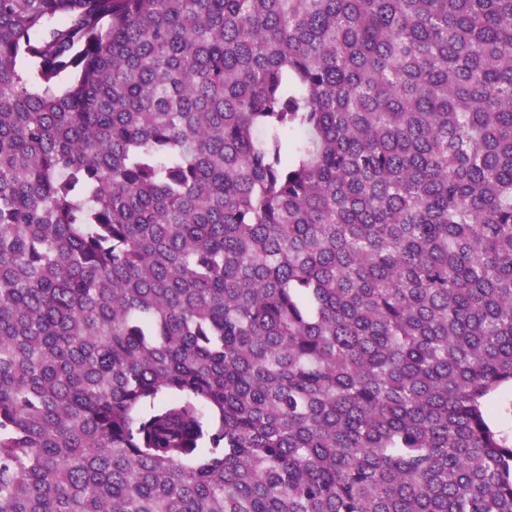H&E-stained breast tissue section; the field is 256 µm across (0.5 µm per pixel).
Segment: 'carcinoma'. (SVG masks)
Masks as SVG:
<instances>
[{
  "instance_id": "1",
  "label": "carcinoma",
  "mask_w": 512,
  "mask_h": 512,
  "mask_svg": "<svg viewBox=\"0 0 512 512\" xmlns=\"http://www.w3.org/2000/svg\"><path fill=\"white\" fill-rule=\"evenodd\" d=\"M512 0H0V512H512ZM495 418L500 429L512 430V388H502L495 396Z\"/></svg>"
}]
</instances>
